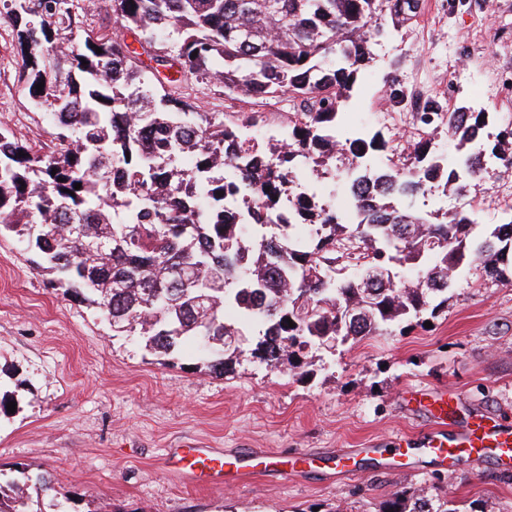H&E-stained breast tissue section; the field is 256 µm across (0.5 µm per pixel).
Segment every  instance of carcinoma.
<instances>
[{
    "label": "carcinoma",
    "instance_id": "1",
    "mask_svg": "<svg viewBox=\"0 0 512 512\" xmlns=\"http://www.w3.org/2000/svg\"><path fill=\"white\" fill-rule=\"evenodd\" d=\"M409 2L107 0L119 34L92 31L76 49L73 26L94 0H11L0 23L21 47L22 78L51 113L58 148L46 153L0 129V233L25 238L52 286L154 353H176L201 336L198 321H211L207 343L223 356L205 364L224 374L245 353L296 374L303 351L325 336L344 343L434 315L464 268L511 283L512 219L478 234L469 210L420 215L400 199L462 192L492 165L511 171L512 124L493 136L483 112H427L453 149L420 141L407 171L371 165L370 153L392 148L379 132L338 141L382 19L395 29L413 20ZM129 38L151 50L147 59ZM189 75L259 103H292L288 137L264 152L251 134L258 113L194 111L183 99ZM350 161L360 168L348 187L356 219L313 188L293 192L298 174L323 178ZM249 224L278 234L246 238ZM304 225L315 235L303 237ZM406 267L416 279L400 285ZM252 322L262 335L244 353L234 337ZM16 472L40 494L53 490L44 475ZM0 512H33L14 480L0 484ZM382 512L457 510L438 494L401 491Z\"/></svg>",
    "mask_w": 512,
    "mask_h": 512
}]
</instances>
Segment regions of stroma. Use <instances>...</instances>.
<instances>
[{
	"mask_svg": "<svg viewBox=\"0 0 512 512\" xmlns=\"http://www.w3.org/2000/svg\"><path fill=\"white\" fill-rule=\"evenodd\" d=\"M420 2L416 20L374 45L344 104L349 126L387 135L384 108L416 113L428 101L439 112L486 113L493 133L512 123V0ZM21 66L0 24V128L53 150L54 123L28 95ZM490 84L495 96H481ZM191 101L201 112L261 111L269 122L287 110L225 95L218 83ZM34 259L21 239L0 236V392L16 404L0 412V478L20 465L49 476L42 512H381L393 492L429 490L436 468L417 456L411 470L390 471L375 456L351 477L339 472L336 449L386 448L396 434L419 447L446 401L449 427L486 410L512 427V283L460 272L430 325L309 350L301 379L250 357L219 376L199 369L195 345L159 357L113 334ZM172 448H261L275 458L308 448L319 463L299 477L212 488L170 468ZM442 478L467 512H512V475L464 465Z\"/></svg>",
	"mask_w": 512,
	"mask_h": 512,
	"instance_id": "stroma-1",
	"label": "stroma"
}]
</instances>
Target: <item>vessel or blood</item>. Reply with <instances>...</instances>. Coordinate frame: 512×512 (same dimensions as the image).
Masks as SVG:
<instances>
[{
	"label": "vessel or blood",
	"mask_w": 512,
	"mask_h": 512,
	"mask_svg": "<svg viewBox=\"0 0 512 512\" xmlns=\"http://www.w3.org/2000/svg\"><path fill=\"white\" fill-rule=\"evenodd\" d=\"M422 454L444 470L452 471L466 461H491L503 472L512 471V431L472 423L453 430L439 429L426 438ZM318 459L309 450L278 462L281 473H300L316 468ZM265 455L244 449L227 456L216 450L180 448L174 456L176 468L193 481L208 480L212 485L224 486L240 479L248 469L265 465Z\"/></svg>",
	"instance_id": "vessel-or-blood-1"
}]
</instances>
